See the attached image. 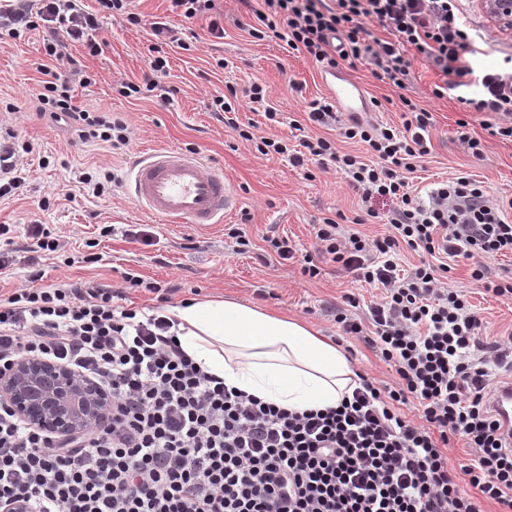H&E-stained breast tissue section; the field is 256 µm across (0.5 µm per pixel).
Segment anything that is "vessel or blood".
<instances>
[{
	"label": "vessel or blood",
	"mask_w": 512,
	"mask_h": 512,
	"mask_svg": "<svg viewBox=\"0 0 512 512\" xmlns=\"http://www.w3.org/2000/svg\"><path fill=\"white\" fill-rule=\"evenodd\" d=\"M322 81L341 112L366 109L363 87L345 73H326ZM129 190L147 214L172 223L215 224L234 202L223 170H206L200 157L179 150H157L133 165ZM493 407L504 424L512 425V380L497 387Z\"/></svg>",
	"instance_id": "vessel-or-blood-1"
}]
</instances>
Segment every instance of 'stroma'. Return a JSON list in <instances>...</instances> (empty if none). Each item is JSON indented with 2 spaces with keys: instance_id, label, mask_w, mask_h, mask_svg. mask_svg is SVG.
<instances>
[{
  "instance_id": "1",
  "label": "stroma",
  "mask_w": 512,
  "mask_h": 512,
  "mask_svg": "<svg viewBox=\"0 0 512 512\" xmlns=\"http://www.w3.org/2000/svg\"><path fill=\"white\" fill-rule=\"evenodd\" d=\"M136 7L144 26L130 25L120 17L104 18L101 36L106 45L101 55H87L80 46L73 49L96 77L95 85L76 88L75 97L89 109L109 110L128 122L130 142L121 149L74 142L62 128L37 117L32 93L41 79L36 65L42 58V37L34 32L21 41H0V107L16 106L13 121L23 140L49 159L48 165L28 166L22 194L0 199V225L9 226V235L20 249L29 244L25 230L34 220L67 237L66 252L37 255L49 278L95 280L118 287L130 270L161 287L174 305L196 296H224L278 310L340 342L355 371L377 386L394 385L396 374L380 352L362 339L341 336L330 312L343 295L352 294L359 301L357 315H364L366 307L378 299L379 290L361 288L352 274L327 260L321 262L317 277L303 276L297 260L279 258L266 241L273 234L285 235L296 248H310L312 227L322 218L338 212L350 218L360 214L359 195L335 172H319L307 180L287 158L260 155L209 110L213 95L251 81L262 82L271 103L283 114L282 123L266 125L261 111L246 103L241 104L237 118L241 124H254L256 135L288 138L291 121H305L310 103L327 96L320 64L289 51L286 42L276 37L253 38L248 32L255 21L251 8L241 0H218L216 19L224 28L223 38L213 37L211 19L204 16L186 26L190 50L172 47L167 51L169 74L162 83L176 87L172 102L165 104L156 97L127 99L116 92V81L141 78L149 50L157 44L150 25L170 15L168 0H138ZM468 19L486 32L485 64L501 66L512 55V34L493 25L477 0H471ZM407 56L410 81L403 94L433 115L429 153L414 174L415 185L441 182L463 171L484 182L493 198H512V142L487 134L482 127L487 113H465L455 99L435 98L432 89L442 82V73L415 51ZM219 58L226 60V68L216 67ZM348 73L362 84L367 96L384 102L381 111L369 113V120L401 126L399 97L403 94L374 78L367 61H356ZM461 119L468 121L471 136L481 139L482 156H474L461 141L457 126ZM192 146L199 147L207 165L223 168L237 193L238 203L225 213L222 223L165 224L142 212L125 188L97 198L65 185L76 168L109 170L123 180L136 156ZM45 197L52 203L43 211L38 203ZM106 226L112 232L105 236L101 230ZM232 228L244 231V244H230L227 233ZM88 240L96 244L98 262L65 265V257L84 251ZM472 266L471 260L462 257L452 261L449 287L464 291L485 336L512 332V299L487 292L486 281L471 278Z\"/></svg>"
}]
</instances>
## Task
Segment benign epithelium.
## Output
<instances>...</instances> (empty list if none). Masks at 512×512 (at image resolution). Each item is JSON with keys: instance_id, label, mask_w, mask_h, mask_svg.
Segmentation results:
<instances>
[{"instance_id": "obj_1", "label": "benign epithelium", "mask_w": 512, "mask_h": 512, "mask_svg": "<svg viewBox=\"0 0 512 512\" xmlns=\"http://www.w3.org/2000/svg\"><path fill=\"white\" fill-rule=\"evenodd\" d=\"M479 2L500 30L512 32V0ZM0 401L36 428L73 438L99 420L105 394L93 382L76 379L62 364L22 357L0 375Z\"/></svg>"}]
</instances>
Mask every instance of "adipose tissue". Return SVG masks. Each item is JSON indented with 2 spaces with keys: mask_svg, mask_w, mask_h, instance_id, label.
Segmentation results:
<instances>
[{
  "mask_svg": "<svg viewBox=\"0 0 512 512\" xmlns=\"http://www.w3.org/2000/svg\"><path fill=\"white\" fill-rule=\"evenodd\" d=\"M166 315L197 363L279 407H334L358 385L345 349L302 321L224 298L193 299Z\"/></svg>",
  "mask_w": 512,
  "mask_h": 512,
  "instance_id": "obj_1",
  "label": "adipose tissue"
}]
</instances>
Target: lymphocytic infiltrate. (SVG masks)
<instances>
[{"label":"lymphocytic infiltrate","instance_id":"1","mask_svg":"<svg viewBox=\"0 0 512 512\" xmlns=\"http://www.w3.org/2000/svg\"><path fill=\"white\" fill-rule=\"evenodd\" d=\"M10 0L0 5V37L44 32L42 78L33 96L37 114L85 144L128 145L127 122L73 102L70 80L82 73L70 52L78 43L96 56L101 14L133 25V0ZM254 38L280 35L288 48L336 69L365 59L375 78L403 90L410 75L407 48L444 76L436 98L455 96L472 112L497 115L484 122L489 136L512 141V66L496 69L462 60L478 33L462 0H261ZM214 0H170L172 18L153 25L155 36L180 43L184 23L211 13ZM388 26L392 40L368 39L366 22ZM167 59H148L141 83L120 93H158ZM402 128L374 126L341 115L329 101L310 106L307 121L333 127L337 138L364 144L365 156L338 150L335 140L304 134L292 121L295 145L256 138L238 128L260 154L276 153L311 177L332 169L356 191L368 218H383L388 234L366 238L346 229L343 213L314 225L312 252L302 275L316 277L318 260L341 264L356 281L381 289L367 315L337 310L344 334L377 347L398 381L377 387L361 380L333 408L290 411L225 386L182 348L174 323L161 311L124 305V292L95 281L44 283L43 272L0 294V370L24 356L68 366L106 390V417L68 440L25 423L0 404V502L30 500L37 512H482L492 501L512 512V428L495 415L491 381L512 373V336L484 341L482 322L463 291L441 275L448 259L512 254V199L490 197L481 181L459 172L414 192L409 179L428 154L429 109L403 98ZM0 152V199L25 184L31 147L17 130ZM389 202L379 214L370 202ZM423 259L402 268L401 247ZM416 402L418 420L402 408ZM462 437L471 463L448 468V443Z\"/></svg>","mask_w":512,"mask_h":512}]
</instances>
